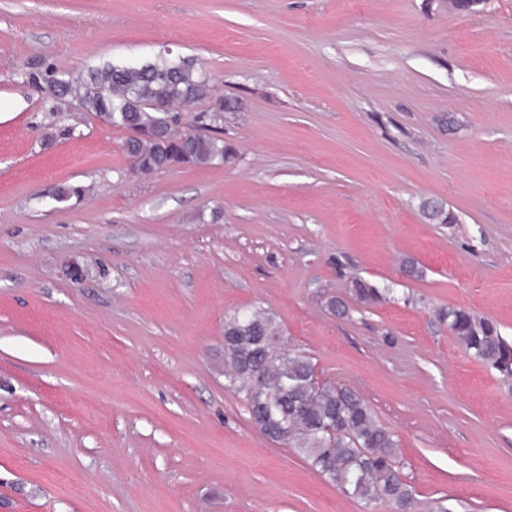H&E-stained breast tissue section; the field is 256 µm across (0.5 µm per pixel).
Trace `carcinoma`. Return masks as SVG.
Masks as SVG:
<instances>
[{"label": "carcinoma", "mask_w": 512, "mask_h": 512, "mask_svg": "<svg viewBox=\"0 0 512 512\" xmlns=\"http://www.w3.org/2000/svg\"><path fill=\"white\" fill-rule=\"evenodd\" d=\"M21 74L46 97L74 102L101 123L130 131L123 151L135 173L235 158L223 138L186 132L171 123L180 120L175 108L209 92L211 76L192 58L163 51L139 63L106 62L75 75H61L51 66ZM238 109L237 100L220 98L197 122L211 129L222 122L223 113ZM84 193L79 185L64 184L52 200L64 203ZM422 210L435 224L454 221L441 203L426 202ZM389 292L361 278L351 282L350 294L363 306L385 301ZM446 318L466 350L503 380H512V341L496 323L466 308H452ZM282 335L277 316L267 310L238 312L224 322V377L230 387L245 393L253 426L269 440L295 449L336 490L364 508L384 500L396 512H411L415 490L399 466L395 433L355 390L315 384V365L308 356L295 349L280 353L267 344V337ZM258 367L263 386L252 392Z\"/></svg>", "instance_id": "obj_1"}]
</instances>
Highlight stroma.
Listing matches in <instances>:
<instances>
[{"label": "stroma", "instance_id": "1", "mask_svg": "<svg viewBox=\"0 0 512 512\" xmlns=\"http://www.w3.org/2000/svg\"><path fill=\"white\" fill-rule=\"evenodd\" d=\"M165 49L240 100L233 162L130 176L21 75ZM357 277L391 300L332 313ZM255 307L395 432L415 512H512V382L443 317L512 340V0H0V512H365L227 387Z\"/></svg>", "mask_w": 512, "mask_h": 512}]
</instances>
